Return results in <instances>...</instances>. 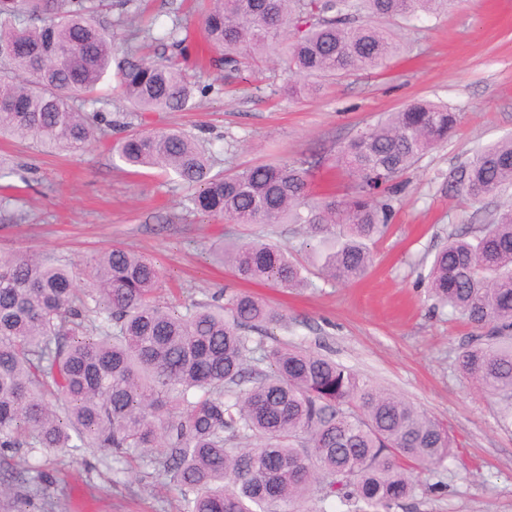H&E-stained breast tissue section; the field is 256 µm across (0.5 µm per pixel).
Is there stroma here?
<instances>
[{
    "instance_id": "35a3bbf8",
    "label": "stroma",
    "mask_w": 512,
    "mask_h": 512,
    "mask_svg": "<svg viewBox=\"0 0 512 512\" xmlns=\"http://www.w3.org/2000/svg\"><path fill=\"white\" fill-rule=\"evenodd\" d=\"M182 34L207 54L202 15L193 0H148L133 25ZM400 53L386 68L322 81L318 94L291 98L281 66L229 72L182 62L203 87L187 112L132 111L115 76L101 84L108 124L105 142L85 151L48 154L0 138V254L19 251L77 263L87 287V262L124 246L154 260L163 288L183 301L217 291H247L278 307L282 342L326 355L365 381L425 410L454 436L465 467L448 461L414 470L418 496L402 512H512V424L502 405L467 379L457 357L472 328L434 307L420 283L449 233H471L495 200L470 204L448 190V175L484 144L512 133V0H457L446 16L394 24ZM421 99L443 102L457 115L447 143L422 157L399 180L386 235L373 244L361 279L286 290L245 283L213 254L220 241L263 238L305 259L310 237L301 224H234L187 208L186 191L152 170L135 174L109 145L135 130L178 127L195 135L214 172L272 162L281 154L315 161L316 190H338L333 168L343 145L384 115ZM12 470L54 460L62 488L52 505L32 512H183L178 489L149 459L126 463L107 455L75 459L65 450L32 448L9 454Z\"/></svg>"
}]
</instances>
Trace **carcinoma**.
<instances>
[{
  "instance_id": "carcinoma-1",
  "label": "carcinoma",
  "mask_w": 512,
  "mask_h": 512,
  "mask_svg": "<svg viewBox=\"0 0 512 512\" xmlns=\"http://www.w3.org/2000/svg\"><path fill=\"white\" fill-rule=\"evenodd\" d=\"M104 0H0V134L51 152L98 142L104 116L84 111L119 49L97 12ZM448 0H206L203 26L217 62L236 71L283 60L290 95L312 79L383 67L400 51L391 23L436 17ZM157 40L185 42L177 22ZM118 62V88L136 112H184L197 86L175 61L133 48ZM455 114L416 102L344 145L336 167L344 194L312 196L310 161L283 158L212 173L194 136L179 128L132 131L113 146L133 169H160L188 190V206L237 224H304L319 246L307 262L264 239L230 244L217 259L245 282L303 288L310 276L345 282L373 263L388 229L392 189L448 140ZM512 187V137L475 152L448 177L473 203ZM80 289L74 264L26 253L0 256V454L19 448L150 453L185 497L186 512H392L418 496L408 468L429 470L455 438L427 413L335 360L243 334L284 315L250 292L176 311L159 300L160 273L123 247L89 262ZM428 297L475 330L460 370L504 403L512 418V202L480 234L448 235L423 277ZM0 479L10 512L48 500L56 481ZM27 485L17 491L15 483ZM321 486L318 505L310 491Z\"/></svg>"
}]
</instances>
